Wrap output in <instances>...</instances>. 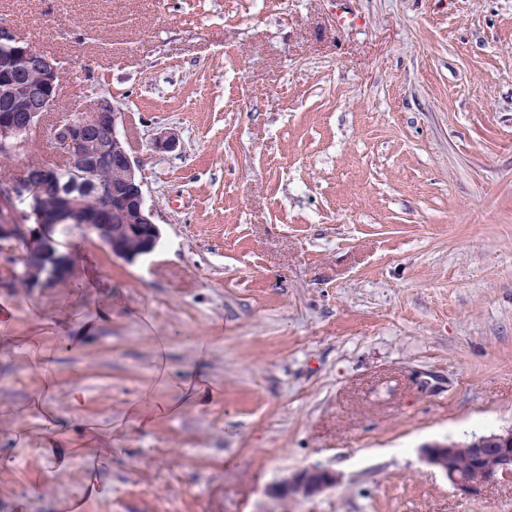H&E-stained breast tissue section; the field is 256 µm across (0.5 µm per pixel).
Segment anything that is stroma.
Listing matches in <instances>:
<instances>
[{
	"label": "stroma",
	"instance_id": "stroma-1",
	"mask_svg": "<svg viewBox=\"0 0 512 512\" xmlns=\"http://www.w3.org/2000/svg\"><path fill=\"white\" fill-rule=\"evenodd\" d=\"M357 16L342 26L337 13ZM130 112L161 244L0 290V512H512V0H0ZM161 131L177 147L151 149ZM339 474L310 499L277 486ZM461 455L472 463L470 475L463 474L457 466ZM422 461L443 474L461 496L477 497L492 482L512 483V429L476 436L465 443L426 445L422 449ZM469 461H461L464 470L469 468ZM340 477L336 472L321 468L302 469L283 480L276 491L279 497L308 499L333 487Z\"/></svg>",
	"mask_w": 512,
	"mask_h": 512
}]
</instances>
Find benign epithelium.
<instances>
[{
    "mask_svg": "<svg viewBox=\"0 0 512 512\" xmlns=\"http://www.w3.org/2000/svg\"><path fill=\"white\" fill-rule=\"evenodd\" d=\"M0 47L7 50L0 62V154L10 155L23 147L30 134L43 128L58 98L66 64L36 48L4 21L0 22ZM128 124L127 113L109 98L100 97L78 115L59 116L50 125L56 153L70 169L80 172L82 191L96 200L90 210L83 208L78 191L58 183L56 167L50 164L28 167L21 176L0 185V197L29 205L33 223L0 221V262L13 268L12 248L22 247L21 276L29 292L42 289L49 280L61 287L71 278L72 259L55 238L58 224L87 227L112 255L129 262L155 249L161 232L147 204L140 165L125 132ZM104 163L117 178H97ZM49 194L53 206L44 210L40 201ZM461 455L472 463L468 475L457 466ZM422 461L443 474L461 496L477 497L492 482L512 483V429L476 436L465 443L429 444L422 449ZM338 481L339 475L331 470L305 468L283 480L277 495L308 499Z\"/></svg>",
    "mask_w": 512,
    "mask_h": 512,
    "instance_id": "1",
    "label": "benign epithelium"
}]
</instances>
